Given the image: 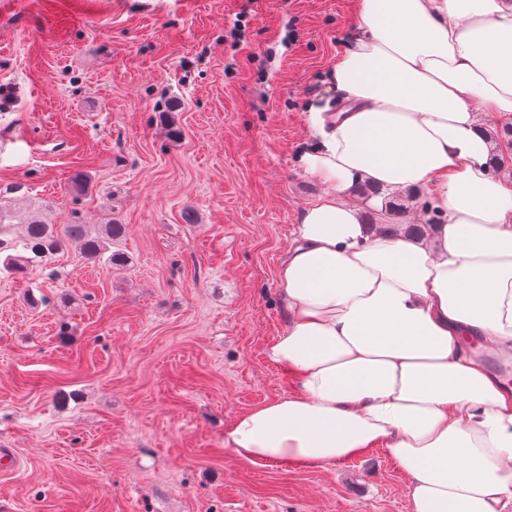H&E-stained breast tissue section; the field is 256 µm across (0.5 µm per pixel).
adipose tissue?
<instances>
[{
    "instance_id": "obj_1",
    "label": "adipose tissue",
    "mask_w": 512,
    "mask_h": 512,
    "mask_svg": "<svg viewBox=\"0 0 512 512\" xmlns=\"http://www.w3.org/2000/svg\"><path fill=\"white\" fill-rule=\"evenodd\" d=\"M350 111L310 110L306 207L277 274L288 320L266 356L290 392L237 414L224 442L311 467L386 449L411 512H512V185L483 120L512 121V0H357L328 74ZM425 190V236L384 234L344 194Z\"/></svg>"
}]
</instances>
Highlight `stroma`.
<instances>
[{
  "label": "stroma",
  "instance_id": "35a3bbf8",
  "mask_svg": "<svg viewBox=\"0 0 512 512\" xmlns=\"http://www.w3.org/2000/svg\"><path fill=\"white\" fill-rule=\"evenodd\" d=\"M354 0H0V206L125 224L0 278V512H410L381 448L323 468L241 460L233 418L289 392L265 356L277 269L327 194L297 164ZM350 202L366 222L417 224ZM193 223H186L185 215ZM46 305L32 308L27 285Z\"/></svg>",
  "mask_w": 512,
  "mask_h": 512
}]
</instances>
